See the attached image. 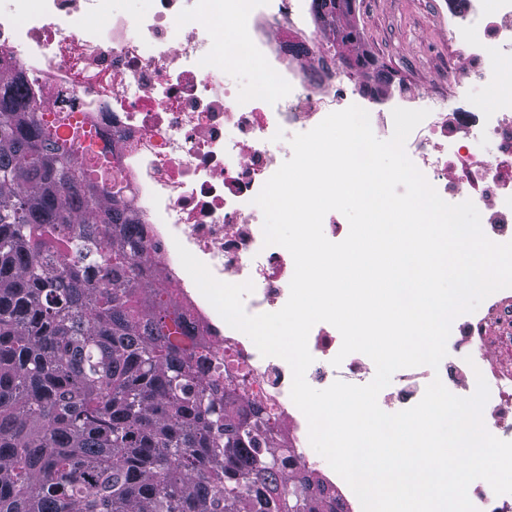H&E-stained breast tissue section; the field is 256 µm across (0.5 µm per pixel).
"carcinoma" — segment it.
Masks as SVG:
<instances>
[{
  "label": "carcinoma",
  "instance_id": "cac0c4a2",
  "mask_svg": "<svg viewBox=\"0 0 512 512\" xmlns=\"http://www.w3.org/2000/svg\"><path fill=\"white\" fill-rule=\"evenodd\" d=\"M336 59L355 13L312 0ZM0 80V512H344L154 305L116 177Z\"/></svg>",
  "mask_w": 512,
  "mask_h": 512
}]
</instances>
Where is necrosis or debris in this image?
<instances>
[{
	"label": "necrosis or debris",
	"mask_w": 512,
	"mask_h": 512,
	"mask_svg": "<svg viewBox=\"0 0 512 512\" xmlns=\"http://www.w3.org/2000/svg\"><path fill=\"white\" fill-rule=\"evenodd\" d=\"M312 0H149L141 9L117 0H7L0 8V78L22 71L32 93L58 116L59 137L75 138L125 186L149 253L171 296L195 327L186 345L220 359L225 378L268 413L307 466L322 457L311 447L308 423L290 397L292 371L281 358L260 354L223 319L183 268L187 248L228 283L252 282L250 314L275 312L287 302L291 254L264 245V215L254 199L285 162L290 138L345 109L351 98L333 54L312 47L304 19ZM235 18L248 48L217 49L215 21ZM448 54L425 98L430 110L409 135L405 151L443 200L467 194L485 235L512 241V95L492 110L478 106L498 67L512 54V0H463L448 16ZM271 75L276 94L244 91V69ZM467 90L445 107L458 69ZM512 337V288L493 293L458 319L453 352L438 368L398 370L383 402L399 412L416 405L433 378L467 397L484 377L488 431L512 441V365L493 349ZM342 337L330 323L308 337L314 361L306 371L316 389L341 380L362 384L373 366L364 354L332 360Z\"/></svg>",
	"instance_id": "4bbe7bcc"
}]
</instances>
